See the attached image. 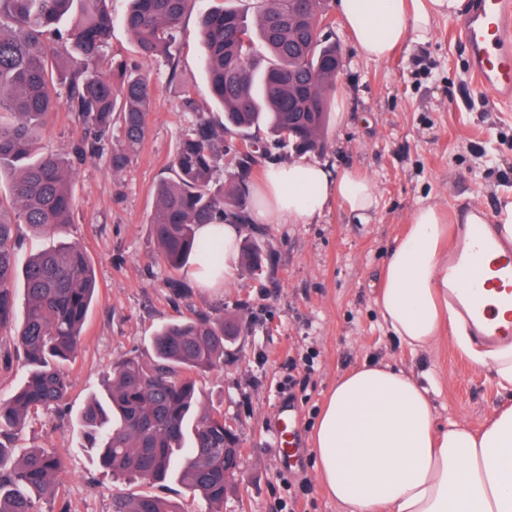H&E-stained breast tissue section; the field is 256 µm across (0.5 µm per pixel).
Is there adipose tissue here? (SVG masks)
Here are the masks:
<instances>
[{"label": "adipose tissue", "instance_id": "ef3b65f1", "mask_svg": "<svg viewBox=\"0 0 512 512\" xmlns=\"http://www.w3.org/2000/svg\"><path fill=\"white\" fill-rule=\"evenodd\" d=\"M363 58L389 59L409 42L431 41L438 19H454L467 0H338ZM257 224H305L331 201L365 224L379 198L370 179L340 175L317 162L271 164L255 189ZM448 235L439 207L419 204L392 249L375 306L388 336L413 351L430 348L441 329L499 392L512 394V344L474 346L448 304ZM433 376L416 377L368 359L340 375L314 427L319 483L343 512H512V404L499 406L480 432L460 419L436 422Z\"/></svg>", "mask_w": 512, "mask_h": 512}]
</instances>
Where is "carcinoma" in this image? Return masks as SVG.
<instances>
[{
    "label": "carcinoma",
    "instance_id": "cac0c4a2",
    "mask_svg": "<svg viewBox=\"0 0 512 512\" xmlns=\"http://www.w3.org/2000/svg\"><path fill=\"white\" fill-rule=\"evenodd\" d=\"M107 0H0V176H11L10 212L0 198V331L14 333L23 360L22 385L0 398V512H37L36 501L57 494L64 462L46 448H31L10 467L15 436L39 410L64 405L70 381L64 363L77 352L96 291L91 263L77 241L40 251L17 271L18 226L35 234H59L74 223L71 187L75 164L107 155L112 171L125 168L140 148L154 88L136 63L108 57L112 15ZM123 23L145 60L174 59L182 19L196 0H129ZM298 0H254L249 20L232 8L204 13L202 67L224 123L216 129L196 111L190 91L183 108L195 118L180 132L173 176L155 189L153 234L163 263L179 271L191 263L220 267L224 241L200 239V224L245 221L249 177L256 157L235 155L229 182L214 179L218 153L234 150L222 135L246 136L264 125L270 141L257 149L289 147L297 154L325 145L329 98L339 74L319 51L291 54L296 33L288 26ZM67 28L61 22L72 13ZM78 56V66L53 72L56 59ZM302 97L311 111L293 123L288 99ZM67 108L83 127L81 142L67 159L36 153L35 140L50 113ZM242 264L262 271V246L241 240ZM22 275L25 307L16 322V278ZM239 317L199 314L174 320L153 336V357L131 354L112 368L103 397L92 398L79 425L99 465L116 480L161 484L180 462V478L222 512L235 481L224 479V408L205 405L195 375L224 367L227 338ZM113 512H179L152 493L115 501Z\"/></svg>",
    "mask_w": 512,
    "mask_h": 512
}]
</instances>
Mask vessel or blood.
<instances>
[{"label": "vessel or blood", "instance_id": "vessel-or-blood-1", "mask_svg": "<svg viewBox=\"0 0 512 512\" xmlns=\"http://www.w3.org/2000/svg\"><path fill=\"white\" fill-rule=\"evenodd\" d=\"M469 51L476 85L494 100L512 98V0H480L476 13L456 28ZM492 219L467 225L454 237L448 258V297L459 306L476 336L508 343L512 331L496 320L498 309L512 311V245L501 241Z\"/></svg>", "mask_w": 512, "mask_h": 512}]
</instances>
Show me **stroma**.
Instances as JSON below:
<instances>
[{
  "label": "stroma",
  "instance_id": "1",
  "mask_svg": "<svg viewBox=\"0 0 512 512\" xmlns=\"http://www.w3.org/2000/svg\"><path fill=\"white\" fill-rule=\"evenodd\" d=\"M223 4L199 0L183 20L170 64L140 60L123 25L128 0H107L109 56L141 62L155 89L142 146L119 172L102 157L78 166L68 232L19 230L18 262L76 239L98 286L81 345L66 367L71 388L64 411L33 415L16 442L21 452L55 450L65 463L56 497L41 500L38 512H112L115 498L145 491L182 512H209L208 503L179 481L114 480L74 425L88 397L103 392L115 362L130 354L151 360L161 325L199 313L239 312L243 328L224 354L223 369L197 377L205 401L223 406L244 446L242 474L224 512H342L317 480L311 434L337 376L365 358L436 376L441 424L454 414L481 428L503 400L488 370L465 358L450 337L432 350L410 351L386 336L374 305L388 253L419 203H436L451 216L476 203L492 214L500 195L512 191V99L495 103L477 89L465 46L448 20L438 22L431 42L405 45L382 62L361 57L343 25L332 32L346 63L330 102L327 149L318 160L331 172L350 167L372 180L379 207L371 223L354 222L333 202L307 224L242 225L241 233L262 241L263 275L239 269L230 284L207 288L189 267L179 273L188 292L174 299L150 217L157 184L172 175L180 130L193 118L181 109L183 87H190L199 111L214 123L224 120L200 64V13ZM81 134L74 114L62 108L49 116L38 146L67 155ZM286 409L297 447L287 461L273 447Z\"/></svg>",
  "mask_w": 512,
  "mask_h": 512
}]
</instances>
